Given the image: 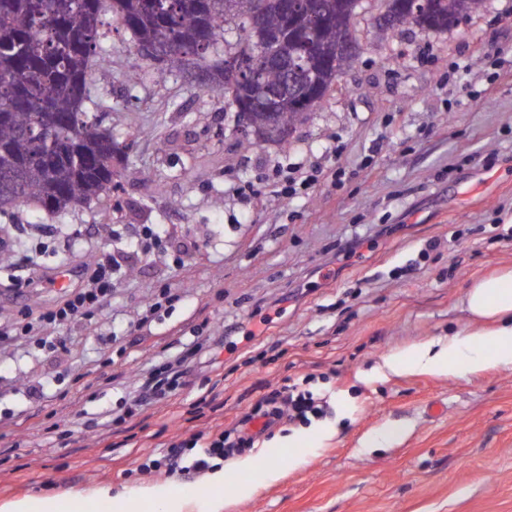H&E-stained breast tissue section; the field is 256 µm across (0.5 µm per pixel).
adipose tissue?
<instances>
[{
  "instance_id": "obj_1",
  "label": "adipose tissue",
  "mask_w": 512,
  "mask_h": 512,
  "mask_svg": "<svg viewBox=\"0 0 512 512\" xmlns=\"http://www.w3.org/2000/svg\"><path fill=\"white\" fill-rule=\"evenodd\" d=\"M466 309L477 325L447 340L411 345L383 358L389 373L414 370L463 375L487 368H512V269L491 277L477 276L465 296ZM223 470L206 478L209 494L191 492L179 485L146 487L137 496L113 492L111 486L89 495L62 499L28 495L14 501L9 512H96L100 501L112 503L113 512H220L224 493Z\"/></svg>"
}]
</instances>
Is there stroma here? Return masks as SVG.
Returning <instances> with one entry per match:
<instances>
[{
  "label": "stroma",
  "instance_id": "1",
  "mask_svg": "<svg viewBox=\"0 0 512 512\" xmlns=\"http://www.w3.org/2000/svg\"><path fill=\"white\" fill-rule=\"evenodd\" d=\"M383 7L361 0L352 68L284 146L243 149L223 93L140 65L120 34L104 41L94 112L133 145L120 188L59 213L0 215V326L59 301L56 271L79 288L99 252L122 275L92 317L39 329L57 351L0 341V507L173 483L141 464L172 440L235 432L289 382L321 413L233 449L224 472L301 429L308 439L253 497L225 482L221 512H512V369H379L386 354L471 327L473 276L512 267V0L381 41ZM297 163L323 174L282 197ZM158 224L162 246L136 248ZM165 289L173 303L150 313ZM227 334L234 350L208 352ZM177 357L192 375L128 415L137 386ZM393 429L398 439L369 447Z\"/></svg>",
  "mask_w": 512,
  "mask_h": 512
}]
</instances>
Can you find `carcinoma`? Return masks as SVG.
Segmentation results:
<instances>
[{
    "mask_svg": "<svg viewBox=\"0 0 512 512\" xmlns=\"http://www.w3.org/2000/svg\"><path fill=\"white\" fill-rule=\"evenodd\" d=\"M253 0H0V212L23 205L59 212L81 201L112 194V132L90 121L91 86L104 81L103 41L116 30L128 37L139 59L161 71H208L209 88L224 92L229 105L242 95L224 85L221 45L225 24L238 19L243 32L235 53L245 60L266 54L285 62L296 40L274 7L263 16L267 30L287 35L269 43L249 26ZM484 0H426L421 16L403 24L443 30L481 10ZM329 23L316 39L333 62L308 68L304 86L316 101L297 106L287 93L276 111L247 113L251 126L275 120L287 136L318 107L354 60L336 56L350 18L336 14V0H319Z\"/></svg>",
    "mask_w": 512,
    "mask_h": 512,
    "instance_id": "carcinoma-1",
    "label": "carcinoma"
}]
</instances>
